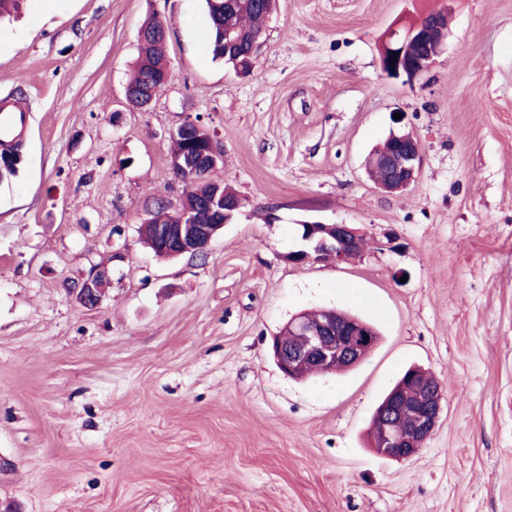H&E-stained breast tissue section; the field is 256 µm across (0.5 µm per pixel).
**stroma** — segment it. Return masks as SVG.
<instances>
[{
    "label": "stroma",
    "instance_id": "stroma-1",
    "mask_svg": "<svg viewBox=\"0 0 512 512\" xmlns=\"http://www.w3.org/2000/svg\"><path fill=\"white\" fill-rule=\"evenodd\" d=\"M449 8L435 65L381 69L387 31ZM167 85L125 88L148 18ZM204 0H25L0 23V98L29 109L0 181V507L5 512H512V0H279L250 72L212 55ZM403 113L418 181L364 162ZM224 147L241 197L204 256L139 228L177 210L170 134ZM349 224V261H289L302 223ZM96 264L100 305L70 293ZM345 310L379 339L344 375L285 376L294 315ZM442 387L411 459L367 429L407 367Z\"/></svg>",
    "mask_w": 512,
    "mask_h": 512
}]
</instances>
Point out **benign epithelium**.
Masks as SVG:
<instances>
[{
    "label": "benign epithelium",
    "mask_w": 512,
    "mask_h": 512,
    "mask_svg": "<svg viewBox=\"0 0 512 512\" xmlns=\"http://www.w3.org/2000/svg\"><path fill=\"white\" fill-rule=\"evenodd\" d=\"M448 38V28L436 24L428 29L421 26H402L390 30L386 46L381 55L382 71L391 77L404 76L411 80L427 73L436 63ZM420 41L428 46V53L420 58L408 54L410 43ZM393 150L379 156L369 155L366 165L372 170L384 172V177L376 180L378 188L389 192H400L417 182L421 147L418 139L410 132L391 133ZM224 149L213 134L207 135V143L200 152L177 155L170 158V168L176 175L197 169H204L209 185L205 201L209 208L223 205L224 223L201 224L196 218L178 224H164L157 227L159 250L171 257L184 255L197 256L205 252L211 241L229 223L236 209L234 197L224 191V183L214 178V172L223 162ZM304 249L291 252L295 262L302 263L310 258L307 249L316 256L324 252L336 258V262L351 259V242L359 230L348 224H324L306 222ZM109 270L104 265L93 266L87 275L77 282L70 293L83 306L100 304L105 294V284L109 283ZM284 335L275 339L273 350L280 370L290 375L308 365L325 369H336V364L346 367L356 366L363 359L367 349L374 343V333L355 318H335L317 325L296 315L283 327ZM301 338L300 344L288 345L284 337ZM414 395L402 397L394 392L381 408L377 416L380 436L375 444L376 453L387 459L406 460L417 454L433 434L442 412V391L423 382L413 383ZM413 410L410 423L401 419L407 409Z\"/></svg>",
    "instance_id": "7a95c632"
}]
</instances>
